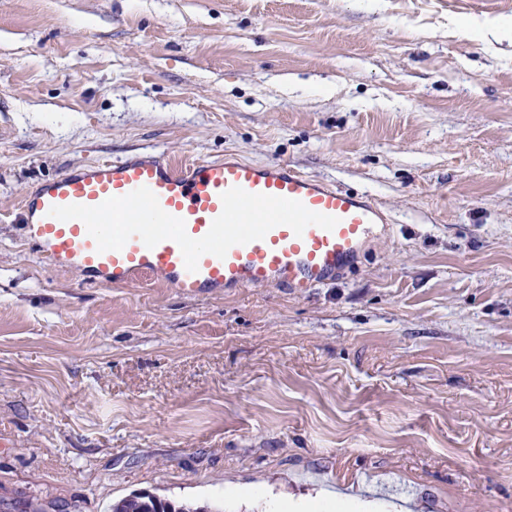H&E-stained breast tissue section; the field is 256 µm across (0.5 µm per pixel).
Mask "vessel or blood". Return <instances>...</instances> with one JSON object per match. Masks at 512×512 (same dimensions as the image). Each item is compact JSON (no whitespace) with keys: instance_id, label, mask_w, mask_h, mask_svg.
<instances>
[{"instance_id":"b4317fda","label":"vessel or blood","mask_w":512,"mask_h":512,"mask_svg":"<svg viewBox=\"0 0 512 512\" xmlns=\"http://www.w3.org/2000/svg\"><path fill=\"white\" fill-rule=\"evenodd\" d=\"M43 262L122 288L142 278L182 294L336 280L388 223L367 196L285 163L225 154L174 163L136 151L66 170L20 201Z\"/></svg>"}]
</instances>
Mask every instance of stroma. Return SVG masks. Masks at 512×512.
<instances>
[{
    "mask_svg": "<svg viewBox=\"0 0 512 512\" xmlns=\"http://www.w3.org/2000/svg\"><path fill=\"white\" fill-rule=\"evenodd\" d=\"M151 148L391 218L300 296L41 262L19 202ZM512 512V0H0V512ZM112 512H209V510L205 507L192 508L152 493L139 492L114 502Z\"/></svg>",
    "mask_w": 512,
    "mask_h": 512,
    "instance_id": "1",
    "label": "stroma"
}]
</instances>
